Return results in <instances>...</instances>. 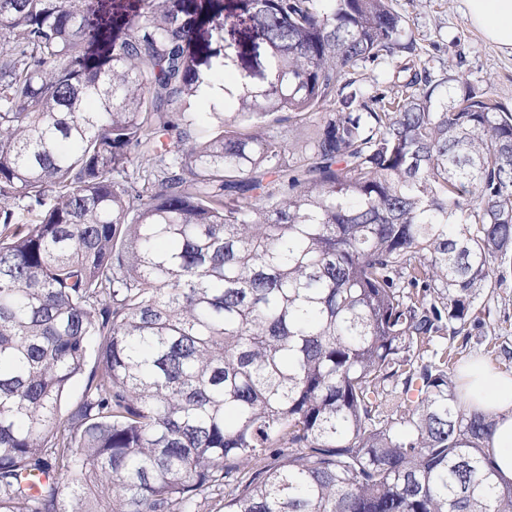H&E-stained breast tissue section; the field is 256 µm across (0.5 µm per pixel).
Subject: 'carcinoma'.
Wrapping results in <instances>:
<instances>
[{"instance_id":"carcinoma-1","label":"carcinoma","mask_w":512,"mask_h":512,"mask_svg":"<svg viewBox=\"0 0 512 512\" xmlns=\"http://www.w3.org/2000/svg\"><path fill=\"white\" fill-rule=\"evenodd\" d=\"M416 57L393 0H0V512H512L426 349L512 261V112Z\"/></svg>"}]
</instances>
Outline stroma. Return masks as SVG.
<instances>
[{
    "label": "stroma",
    "instance_id": "obj_1",
    "mask_svg": "<svg viewBox=\"0 0 512 512\" xmlns=\"http://www.w3.org/2000/svg\"><path fill=\"white\" fill-rule=\"evenodd\" d=\"M405 15L435 78H448L449 94H456L459 81L512 110V52L485 40L472 28L463 0H394ZM490 309L484 324L469 326L468 340L442 336L435 347L460 346L461 363L481 359L496 370L512 374V265L503 281L488 292Z\"/></svg>",
    "mask_w": 512,
    "mask_h": 512
}]
</instances>
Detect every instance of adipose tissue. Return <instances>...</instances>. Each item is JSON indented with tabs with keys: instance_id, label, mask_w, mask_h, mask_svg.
<instances>
[{
	"instance_id": "adipose-tissue-1",
	"label": "adipose tissue",
	"mask_w": 512,
	"mask_h": 512,
	"mask_svg": "<svg viewBox=\"0 0 512 512\" xmlns=\"http://www.w3.org/2000/svg\"><path fill=\"white\" fill-rule=\"evenodd\" d=\"M465 15L490 42L512 50V0H464ZM469 407L493 422L491 457L499 476L512 481V376L482 361L469 364L460 378Z\"/></svg>"
}]
</instances>
